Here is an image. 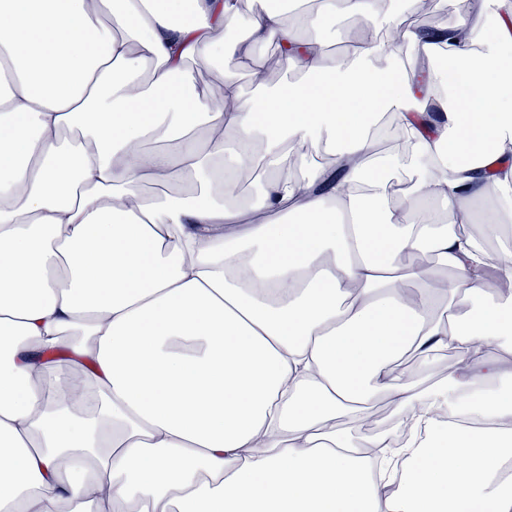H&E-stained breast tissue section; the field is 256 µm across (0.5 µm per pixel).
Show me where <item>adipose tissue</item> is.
Listing matches in <instances>:
<instances>
[{"label": "adipose tissue", "instance_id": "obj_1", "mask_svg": "<svg viewBox=\"0 0 512 512\" xmlns=\"http://www.w3.org/2000/svg\"><path fill=\"white\" fill-rule=\"evenodd\" d=\"M494 2L481 45L400 15V40L365 29L339 57L308 28L381 0L244 27L236 0H0V74L33 69L0 93V512H512V292L489 296L494 262L456 230L491 192L488 232L512 222V0ZM276 39L300 81L224 76L231 111L186 67L260 71ZM380 115L409 152L376 151ZM253 159L262 197L225 204ZM171 181L194 191H141ZM413 252L453 279L399 264ZM449 297L476 315L436 317ZM450 350L438 384L394 368ZM380 398L421 410L394 486L348 429Z\"/></svg>", "mask_w": 512, "mask_h": 512}]
</instances>
